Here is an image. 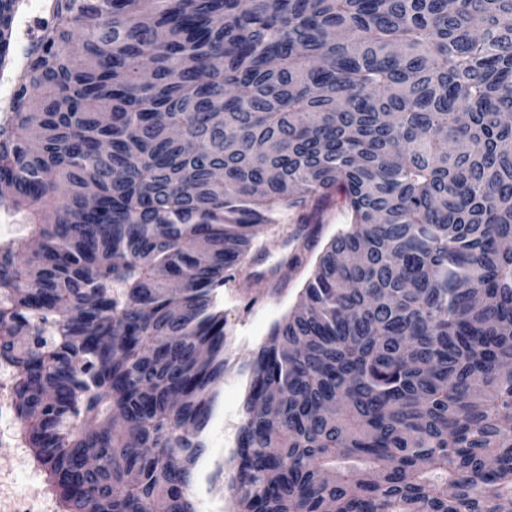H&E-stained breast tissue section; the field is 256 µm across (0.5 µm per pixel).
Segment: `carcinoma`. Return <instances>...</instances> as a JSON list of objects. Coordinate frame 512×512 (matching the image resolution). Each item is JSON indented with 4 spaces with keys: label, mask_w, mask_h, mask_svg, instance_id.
I'll list each match as a JSON object with an SVG mask.
<instances>
[{
    "label": "carcinoma",
    "mask_w": 512,
    "mask_h": 512,
    "mask_svg": "<svg viewBox=\"0 0 512 512\" xmlns=\"http://www.w3.org/2000/svg\"><path fill=\"white\" fill-rule=\"evenodd\" d=\"M14 89L0 365L59 512H196L213 290L334 195L229 512H512V0H53ZM21 215L15 213L13 208L7 202L0 203V227L2 226V237L13 239L19 244H25L27 238L26 231L20 224Z\"/></svg>",
    "instance_id": "cac0c4a2"
}]
</instances>
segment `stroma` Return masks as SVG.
Returning a JSON list of instances; mask_svg holds the SVG:
<instances>
[{
    "label": "stroma",
    "instance_id": "obj_1",
    "mask_svg": "<svg viewBox=\"0 0 512 512\" xmlns=\"http://www.w3.org/2000/svg\"><path fill=\"white\" fill-rule=\"evenodd\" d=\"M298 218V212L291 210L281 213L278 223L265 226L241 271L226 272L224 288L213 298L214 310L223 312L226 320V368L204 435L206 452L194 470L197 512H227L223 485L241 424L249 362L272 326L300 302L324 245L349 227L348 215L337 201L320 208L312 236L298 234ZM296 253L303 257L302 266L286 272L287 260Z\"/></svg>",
    "mask_w": 512,
    "mask_h": 512
}]
</instances>
